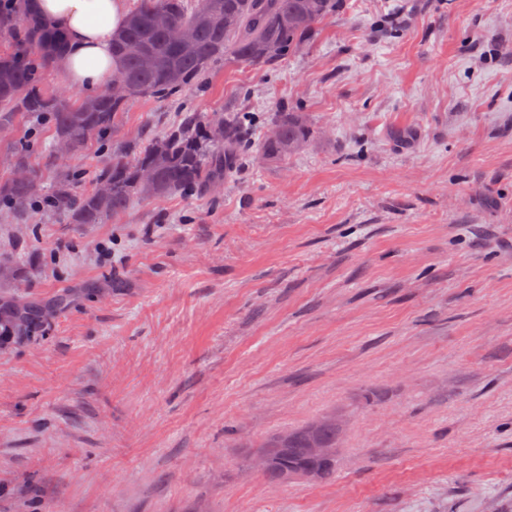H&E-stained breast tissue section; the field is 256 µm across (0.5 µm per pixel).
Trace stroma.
Instances as JSON below:
<instances>
[{
  "mask_svg": "<svg viewBox=\"0 0 512 512\" xmlns=\"http://www.w3.org/2000/svg\"><path fill=\"white\" fill-rule=\"evenodd\" d=\"M122 141L238 104L304 113L288 162L118 223L0 221V297L65 306L0 345V512H512V0H348L274 70L214 63ZM48 128L0 115V179ZM346 419L331 482L241 442Z\"/></svg>",
  "mask_w": 512,
  "mask_h": 512,
  "instance_id": "1",
  "label": "stroma"
}]
</instances>
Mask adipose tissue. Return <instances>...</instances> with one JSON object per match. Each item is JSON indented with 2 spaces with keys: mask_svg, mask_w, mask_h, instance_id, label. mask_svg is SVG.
<instances>
[{
  "mask_svg": "<svg viewBox=\"0 0 512 512\" xmlns=\"http://www.w3.org/2000/svg\"><path fill=\"white\" fill-rule=\"evenodd\" d=\"M39 9L67 43L59 61L65 80L89 89L110 85L117 69L112 36L127 16L126 0H39Z\"/></svg>",
  "mask_w": 512,
  "mask_h": 512,
  "instance_id": "adipose-tissue-1",
  "label": "adipose tissue"
}]
</instances>
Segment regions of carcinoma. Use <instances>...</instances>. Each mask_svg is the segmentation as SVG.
<instances>
[{
    "label": "carcinoma",
    "instance_id": "1",
    "mask_svg": "<svg viewBox=\"0 0 512 512\" xmlns=\"http://www.w3.org/2000/svg\"><path fill=\"white\" fill-rule=\"evenodd\" d=\"M344 2L134 0L124 26L112 36V57L119 63L112 81L126 86V96L114 97L105 88L67 106L41 86L65 49L62 37L37 19L30 0H12L0 11V40L15 42L19 50L0 52V112L16 109L48 118L55 134L53 158L60 160L62 142L76 154L92 139L110 141L124 111L144 95L180 97L203 90L206 72L219 60L226 67L258 70L281 64L309 46ZM184 30L189 37L180 36ZM253 131L254 117L242 104L222 112H189L159 137L112 149L108 162L90 174L61 170L48 191L39 172L27 165V146L21 144L14 174L0 181V210L20 216L39 197L45 209L64 213L75 224H103L117 220L138 199L216 193L252 147ZM309 139L302 113L281 106L266 119L258 155L284 162ZM85 178L94 188L75 190ZM42 312L27 302H0V339L29 327ZM338 439L336 418L322 415L299 430L262 440L251 457L262 459V476L274 485L327 482L335 472Z\"/></svg>",
    "mask_w": 512,
    "mask_h": 512
}]
</instances>
